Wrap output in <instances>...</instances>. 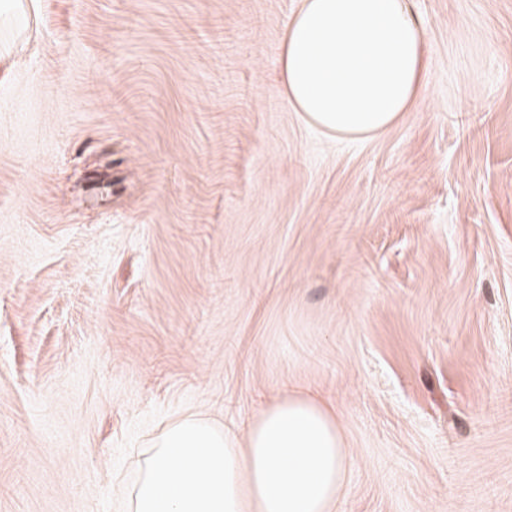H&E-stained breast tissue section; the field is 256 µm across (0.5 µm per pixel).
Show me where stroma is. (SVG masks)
Returning a JSON list of instances; mask_svg holds the SVG:
<instances>
[{
    "instance_id": "obj_1",
    "label": "stroma",
    "mask_w": 512,
    "mask_h": 512,
    "mask_svg": "<svg viewBox=\"0 0 512 512\" xmlns=\"http://www.w3.org/2000/svg\"><path fill=\"white\" fill-rule=\"evenodd\" d=\"M299 4L0 0V512L293 392L335 512H512V0H408L425 88L353 140L286 101Z\"/></svg>"
}]
</instances>
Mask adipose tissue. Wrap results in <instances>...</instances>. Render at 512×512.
Wrapping results in <instances>:
<instances>
[{
	"label": "adipose tissue",
	"mask_w": 512,
	"mask_h": 512,
	"mask_svg": "<svg viewBox=\"0 0 512 512\" xmlns=\"http://www.w3.org/2000/svg\"><path fill=\"white\" fill-rule=\"evenodd\" d=\"M289 106L345 138L380 135L426 82L425 34L407 0H302L280 50ZM349 450L316 397L275 398L244 438L176 418L151 444L125 512H335Z\"/></svg>",
	"instance_id": "adipose-tissue-1"
}]
</instances>
